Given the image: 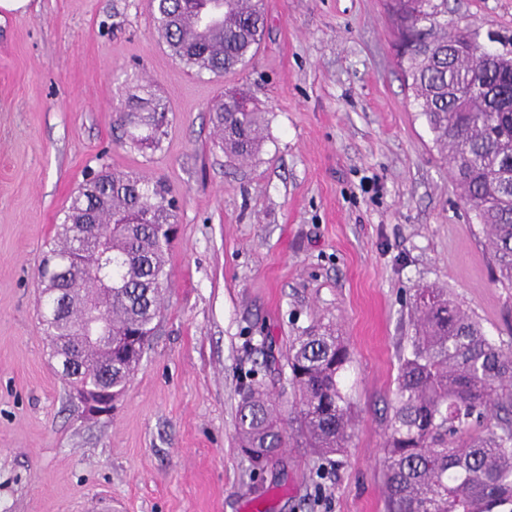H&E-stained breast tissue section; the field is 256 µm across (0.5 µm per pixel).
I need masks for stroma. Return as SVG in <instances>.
Returning a JSON list of instances; mask_svg holds the SVG:
<instances>
[{
  "label": "stroma",
  "mask_w": 512,
  "mask_h": 512,
  "mask_svg": "<svg viewBox=\"0 0 512 512\" xmlns=\"http://www.w3.org/2000/svg\"><path fill=\"white\" fill-rule=\"evenodd\" d=\"M244 67L194 75L148 0H31L0 14V512H387L383 446L415 288L447 289L512 349V288L396 64L386 0H265ZM448 19L512 38V0H448ZM248 90L261 152L226 157L212 104ZM167 102L159 148L113 108ZM179 202L162 315L111 414L71 402L39 319L37 275L69 200L101 168ZM336 327L350 352L346 452L289 444L252 467L235 437L254 378L288 386V345Z\"/></svg>",
  "instance_id": "stroma-1"
}]
</instances>
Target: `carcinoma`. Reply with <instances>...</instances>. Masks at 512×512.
I'll use <instances>...</instances> for the list:
<instances>
[{
    "label": "carcinoma",
    "instance_id": "cac0c4a2",
    "mask_svg": "<svg viewBox=\"0 0 512 512\" xmlns=\"http://www.w3.org/2000/svg\"><path fill=\"white\" fill-rule=\"evenodd\" d=\"M396 58L433 143L448 161L485 232L494 280L512 288V112L495 96L512 90V63L489 61L481 47L453 66L448 0H390ZM154 26L176 59L198 74L220 76L247 64L266 33L265 0H150ZM243 92L224 93L212 106L227 157L251 158L263 144L261 112ZM166 106L150 99L145 113L124 112L135 146H160ZM178 205L160 181L100 170L71 197L54 244L38 270L53 288L41 292L40 324L50 356L60 353L69 385L110 384L124 392L140 359L128 347L149 345L160 317L168 232ZM112 259V289L94 270ZM97 301L112 351L84 338L79 297ZM414 336L401 361L384 451L387 512H512V351L444 288L414 290ZM349 350L330 327L306 329L288 347L289 382L298 398L289 416L263 390L240 402L235 432L249 461L277 457L292 432L320 456L344 453L352 428L342 379Z\"/></svg>",
    "mask_w": 512,
    "mask_h": 512
}]
</instances>
